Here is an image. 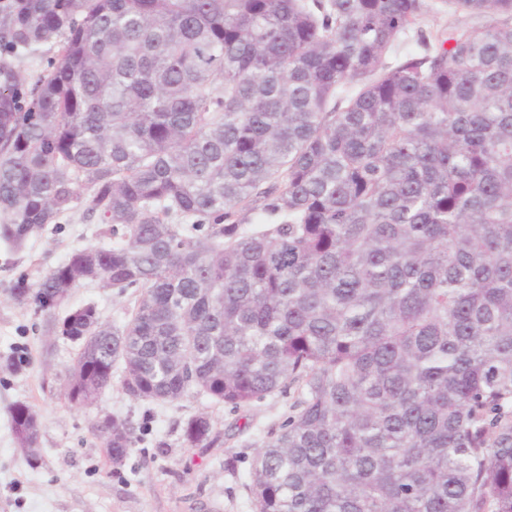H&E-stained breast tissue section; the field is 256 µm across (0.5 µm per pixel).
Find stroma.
<instances>
[{"instance_id": "1", "label": "stroma", "mask_w": 512, "mask_h": 512, "mask_svg": "<svg viewBox=\"0 0 512 512\" xmlns=\"http://www.w3.org/2000/svg\"><path fill=\"white\" fill-rule=\"evenodd\" d=\"M101 227L80 212L61 226L35 231L21 249L0 241V512H255L249 473L261 446L277 433L298 399L290 388L234 408L189 394L174 403L139 400L123 390L120 375L93 404L63 397L74 344L49 335L44 315L14 303L10 287L19 276L37 280L76 247L93 244ZM133 293L92 283L69 303H94L103 321L122 326ZM23 356L19 369L7 365ZM26 403L42 427L35 460L18 445L10 408ZM208 412L224 435L211 448L187 447L181 429L192 415ZM109 415L128 421L136 442L120 470H113L90 426Z\"/></svg>"}]
</instances>
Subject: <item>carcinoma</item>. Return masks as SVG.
Returning a JSON list of instances; mask_svg holds the SVG:
<instances>
[{
    "instance_id": "cac0c4a2",
    "label": "carcinoma",
    "mask_w": 512,
    "mask_h": 512,
    "mask_svg": "<svg viewBox=\"0 0 512 512\" xmlns=\"http://www.w3.org/2000/svg\"><path fill=\"white\" fill-rule=\"evenodd\" d=\"M427 9L0 0V240L76 210L112 236L10 289L77 345L68 403L119 368L151 402L296 386L256 512H512V0H448L493 23L433 38ZM92 282L137 292L123 326L56 313ZM36 418L11 409L23 448ZM92 430L122 468L132 427Z\"/></svg>"
}]
</instances>
